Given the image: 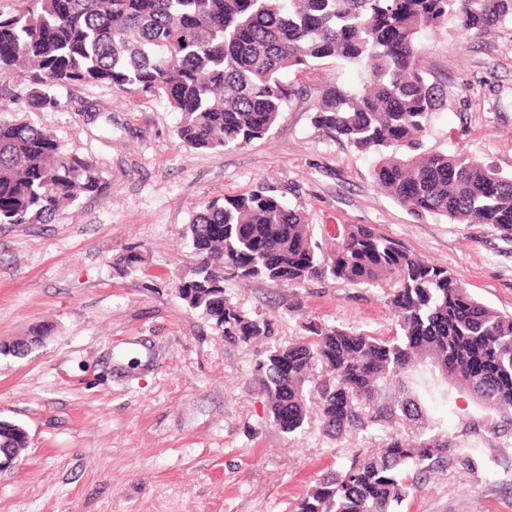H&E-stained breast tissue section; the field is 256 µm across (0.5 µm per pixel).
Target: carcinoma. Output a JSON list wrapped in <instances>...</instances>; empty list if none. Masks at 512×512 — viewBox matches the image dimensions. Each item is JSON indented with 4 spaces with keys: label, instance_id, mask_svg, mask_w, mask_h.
I'll return each instance as SVG.
<instances>
[{
    "label": "carcinoma",
    "instance_id": "cac0c4a2",
    "mask_svg": "<svg viewBox=\"0 0 512 512\" xmlns=\"http://www.w3.org/2000/svg\"><path fill=\"white\" fill-rule=\"evenodd\" d=\"M0 17V74L29 85L34 109L58 104L77 82L159 97L179 113L178 139L195 150L245 146L268 135L296 95L288 74L339 60L357 80L319 91L313 123L327 137L373 156L376 187L416 215L488 224L512 234V176L462 152L426 147L430 116L447 90L421 65L422 37L452 27L467 38L512 22V0H27ZM110 185L96 163L63 151L29 123L0 119V224H47ZM195 256L179 297L224 338L273 334L226 294L231 280L261 279L292 291L332 280L381 287L393 336L309 319L301 337L274 344L257 363L268 415L294 434L316 410L327 433L415 420L409 396L380 406L379 384L429 365L494 412L512 415V315L475 299L448 268L367 224H344L330 242L306 215L272 194L226 195L193 215ZM18 424L0 420V448H27ZM473 465L444 435H387L383 448L318 479L297 512H394L436 471Z\"/></svg>",
    "mask_w": 512,
    "mask_h": 512
}]
</instances>
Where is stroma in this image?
I'll list each match as a JSON object with an SVG mask.
<instances>
[{
    "label": "stroma",
    "instance_id": "35a3bbf8",
    "mask_svg": "<svg viewBox=\"0 0 512 512\" xmlns=\"http://www.w3.org/2000/svg\"><path fill=\"white\" fill-rule=\"evenodd\" d=\"M423 44L424 67L448 89L428 147L511 174L512 24L467 39L445 28ZM332 75L354 79L334 60L298 74L301 93L270 135L222 151L185 147L178 113L137 93L74 84L57 90V108L35 110L15 78H0L16 90L0 117L51 133L110 181L51 223L0 225V344L45 333L27 355H0V419L29 436L0 474V512H297L322 475L379 448V428L328 434L312 421L282 433L254 365L271 343L297 339L307 316L393 335L382 290L312 282L297 314L287 288L230 281L242 310L273 314L274 335L225 339L176 289L194 262L183 233L213 198L275 191L326 239L341 224L374 226L512 313V240L490 225L411 213L376 190L370 155L314 126L317 94ZM129 249L142 262L119 273ZM424 381L434 398L401 430L463 441L478 465L436 472L396 512H512V422L493 421L472 393L429 371L384 383L378 401L398 403Z\"/></svg>",
    "mask_w": 512,
    "mask_h": 512
}]
</instances>
